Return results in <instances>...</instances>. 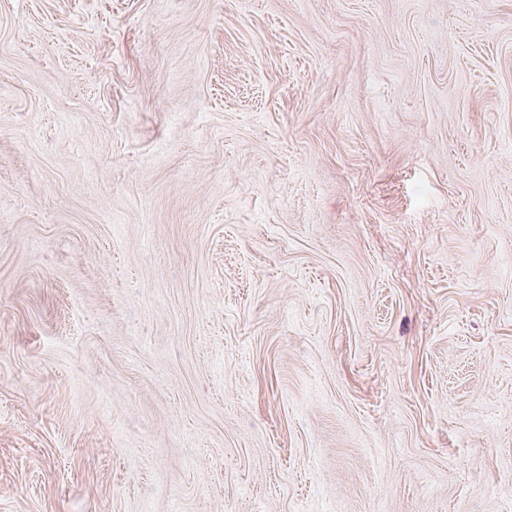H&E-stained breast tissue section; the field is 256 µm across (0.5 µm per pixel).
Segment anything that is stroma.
<instances>
[{
    "instance_id": "1",
    "label": "stroma",
    "mask_w": 512,
    "mask_h": 512,
    "mask_svg": "<svg viewBox=\"0 0 512 512\" xmlns=\"http://www.w3.org/2000/svg\"><path fill=\"white\" fill-rule=\"evenodd\" d=\"M0 512H512V0H0Z\"/></svg>"
}]
</instances>
